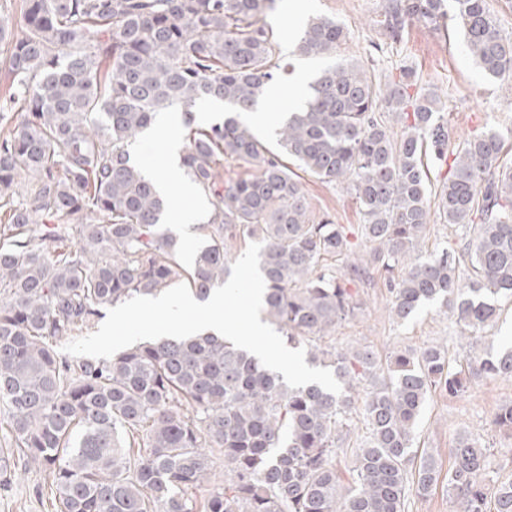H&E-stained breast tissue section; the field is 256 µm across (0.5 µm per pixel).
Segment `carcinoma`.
I'll return each instance as SVG.
<instances>
[{"label":"carcinoma","mask_w":512,"mask_h":512,"mask_svg":"<svg viewBox=\"0 0 512 512\" xmlns=\"http://www.w3.org/2000/svg\"><path fill=\"white\" fill-rule=\"evenodd\" d=\"M24 5L26 33L8 57L22 121L0 112V405L11 429L0 485L17 451L49 471L55 512H406L410 496L436 489L434 460L414 449L431 392L459 396L476 378L512 377V347L483 354L477 336L512 305L504 138L488 130L448 151L441 96L418 87L408 67L385 79L372 58L329 62L347 30L317 16L292 55L322 66L303 106L285 113L275 154L241 119L282 70L264 21L274 0ZM415 22L452 25L487 78L512 83V39L487 0H381L379 23L393 42ZM216 103L223 120L197 126L196 110ZM168 110L183 113L180 165L209 204L187 266L182 243L162 229L167 202L130 154ZM287 157L350 191L365 255L352 258L348 226L314 220ZM431 161L451 162L434 191ZM226 163L253 173L226 179ZM433 214L465 229L466 272L446 248L418 253ZM237 236L262 244L261 320L289 346H307L340 393L291 389L212 334L141 341L109 359L63 351L103 306L180 281L206 299L231 275L224 242ZM374 271L399 320L433 302L451 309L468 365L437 346L399 350L385 370L368 350L320 348L362 306L347 284ZM363 388L367 436L344 487L336 458ZM216 451L227 478L199 499ZM487 452L469 437L448 449L445 489L458 512H512V480L486 492Z\"/></svg>","instance_id":"cac0c4a2"}]
</instances>
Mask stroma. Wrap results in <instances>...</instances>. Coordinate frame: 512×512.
<instances>
[{"mask_svg":"<svg viewBox=\"0 0 512 512\" xmlns=\"http://www.w3.org/2000/svg\"><path fill=\"white\" fill-rule=\"evenodd\" d=\"M381 0H275L265 17L280 38L298 34L310 18L339 19L348 37L336 52L337 60L366 59L371 43L384 46V71L406 66L415 70L423 86L436 88L448 108V140L458 146L470 135L493 129L507 137L503 159L512 163V85L487 79L466 52L462 36L423 23L409 26L400 44L388 45L378 23ZM300 185L312 216L330 217L338 224L358 229L363 219L343 185L325 184L301 174ZM362 307L355 316L328 333L323 348L366 347L380 357L412 348L441 345L453 358L467 354L458 339L453 313L440 305L422 308L400 321L390 308V298L380 279L358 283ZM512 404V377L474 380L464 395L451 397L436 391L423 412L415 440L417 448L431 454L440 469H448V450L461 436L479 439L489 447L488 486L512 479V436L494 425L498 410ZM14 476L0 486V512H51L38 494L48 474L22 455L11 459Z\"/></svg>","mask_w":512,"mask_h":512,"instance_id":"obj_1","label":"stroma"}]
</instances>
